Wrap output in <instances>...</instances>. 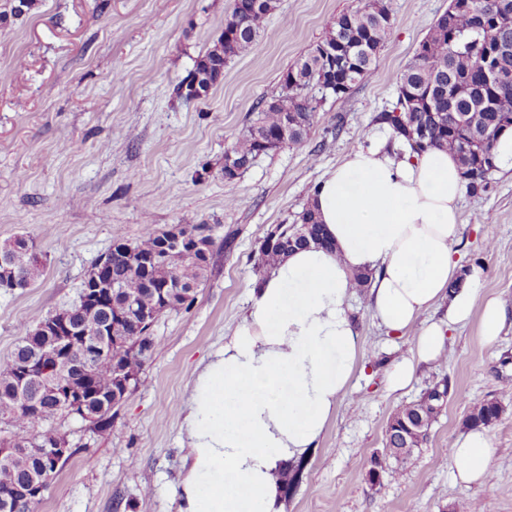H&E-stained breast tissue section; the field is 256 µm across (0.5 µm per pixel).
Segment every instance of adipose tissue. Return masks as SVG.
<instances>
[{"instance_id":"obj_1","label":"adipose tissue","mask_w":512,"mask_h":512,"mask_svg":"<svg viewBox=\"0 0 512 512\" xmlns=\"http://www.w3.org/2000/svg\"><path fill=\"white\" fill-rule=\"evenodd\" d=\"M464 182L445 150L413 156L356 147L311 191L330 247L288 254L254 283L250 305L224 345L199 365L178 405L185 474L178 512H283L281 475L316 447L336 412L363 347L352 315L353 275H371L374 318L411 337L388 383L404 388L419 363L440 358L448 332L479 322L496 342L501 300L482 294L480 267L461 272ZM460 280L449 290L452 280ZM446 306L440 319L429 318ZM496 453L485 429L455 439V478L487 484Z\"/></svg>"}]
</instances>
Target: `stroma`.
Listing matches in <instances>:
<instances>
[{
	"instance_id": "1",
	"label": "stroma",
	"mask_w": 512,
	"mask_h": 512,
	"mask_svg": "<svg viewBox=\"0 0 512 512\" xmlns=\"http://www.w3.org/2000/svg\"><path fill=\"white\" fill-rule=\"evenodd\" d=\"M234 0H34L0 21V243L23 235L47 257L40 280L0 290V361L34 318L69 308L116 239L146 230L206 225L216 265L190 308L158 317V345L141 382L102 435L73 432L79 449L32 512H178L184 454L175 409L196 366L220 349L250 304L254 257L267 229L292 223L312 188L353 148L387 139L373 121L395 102V76L448 0H387L393 27L374 74L327 99L305 142L257 157L234 182L224 152L279 77L361 0H277L260 37L224 69L206 97L178 87L210 47ZM460 266L480 265L484 293L507 319L498 340L475 326L450 332L441 358L389 391L392 361L411 339L392 336L354 295L366 357L335 415L305 455L302 480L283 493L284 512H512V177L464 194ZM236 247L225 252L224 237ZM449 384L448 404L399 478L376 490L369 460L385 428L428 384ZM497 399L505 412L487 433L497 453L489 486L455 483L448 450L469 405Z\"/></svg>"
}]
</instances>
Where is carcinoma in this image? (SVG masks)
I'll use <instances>...</instances> for the list:
<instances>
[{
  "label": "carcinoma",
  "mask_w": 512,
  "mask_h": 512,
  "mask_svg": "<svg viewBox=\"0 0 512 512\" xmlns=\"http://www.w3.org/2000/svg\"><path fill=\"white\" fill-rule=\"evenodd\" d=\"M276 0H235L224 14V26L209 49L198 58L184 79L186 90L208 94L220 82L224 66L235 57L247 54L259 37L263 22L275 9ZM392 30V17L386 0H364L361 7L345 12L326 31L321 40L348 57L346 86L336 97L351 94L375 69L378 54ZM495 45L512 48V0H471V5L452 14V25L437 18L419 43L411 61L396 75L397 98L390 108L375 116V122L390 131L391 140H404L410 154L431 148L449 150L461 165L467 191H487L496 169L488 167L500 133L512 127V56L506 59L508 80L486 77L482 71L487 48ZM326 61L312 49L298 58L280 76V92L265 102L245 131L229 147L235 160L252 163L259 155L272 152L266 146L269 135L279 131L285 118L297 120L288 146H302L314 124L318 108L327 98ZM302 232L311 241L322 237L324 226L311 206L295 215L293 224L284 225ZM171 231L144 232L136 241L119 239L107 252L104 267L93 265L83 282L92 287L94 273L110 284L101 290L104 304L95 308L79 301L74 306L39 317L26 329L7 361L0 363V424L16 427L25 435L0 436L1 448H26L28 452L0 458V495L56 476L66 462L55 464L42 454L66 442L70 433L60 430L57 421L71 419L83 432L99 435L110 428L119 409L112 407L113 363L124 365L139 375L157 346L150 332L141 326L137 314L129 311L133 300L140 309L153 310L159 304L141 273L142 263H150V280L166 289L164 310L188 309L195 294L213 269L214 242L203 238V247L189 251L173 244L160 250ZM33 239L17 236L0 246V272L11 269L21 276L22 287L34 284L43 275L45 263L35 254ZM280 246H261L257 266L264 272L287 256ZM61 317L75 330L67 359L57 360L58 337L44 332L50 319ZM105 327L113 337L115 349L88 366L81 362L80 341ZM82 391L85 411L76 413L54 392L44 388L43 369ZM503 413L496 399H484L469 406L468 427H492ZM438 414L424 396L399 407L389 418L393 424L413 418L422 420L415 447L428 440ZM404 461L391 447L384 449L377 466L386 481L398 479Z\"/></svg>",
  "instance_id": "1"
}]
</instances>
